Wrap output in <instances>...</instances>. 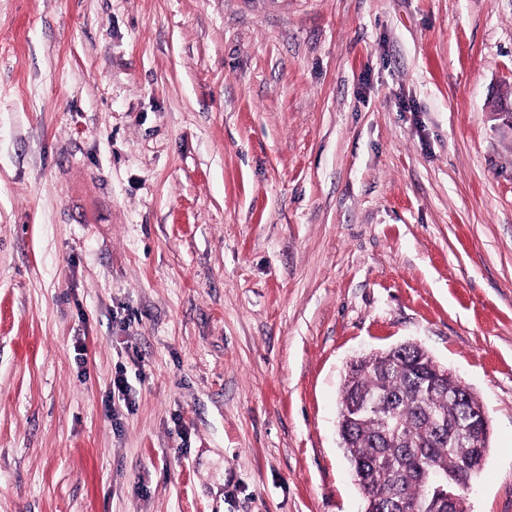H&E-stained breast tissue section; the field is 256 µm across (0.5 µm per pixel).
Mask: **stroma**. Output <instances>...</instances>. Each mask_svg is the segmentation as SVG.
Here are the masks:
<instances>
[{
    "instance_id": "1",
    "label": "stroma",
    "mask_w": 512,
    "mask_h": 512,
    "mask_svg": "<svg viewBox=\"0 0 512 512\" xmlns=\"http://www.w3.org/2000/svg\"><path fill=\"white\" fill-rule=\"evenodd\" d=\"M499 99L512 0H0V512H363L341 380L406 341L512 512Z\"/></svg>"
}]
</instances>
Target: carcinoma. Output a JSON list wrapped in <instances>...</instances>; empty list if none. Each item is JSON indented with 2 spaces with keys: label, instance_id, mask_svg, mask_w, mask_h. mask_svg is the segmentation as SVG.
Segmentation results:
<instances>
[{
  "label": "carcinoma",
  "instance_id": "cac0c4a2",
  "mask_svg": "<svg viewBox=\"0 0 512 512\" xmlns=\"http://www.w3.org/2000/svg\"><path fill=\"white\" fill-rule=\"evenodd\" d=\"M433 370L435 361L427 352L413 348L404 358L389 348L365 356L361 367L346 373L343 401L369 394L393 399V426L412 439V443L396 448L386 444L376 413L356 423L348 419L338 423V435L352 470L366 471L359 481L364 500H376L385 506L402 495L412 502H422L430 495L429 486L423 482L427 473L439 472L451 485L457 481L469 483L481 474L488 454V421L481 420L485 434L482 456L472 461L464 442L437 438L431 414L436 411L452 422L464 409H479L482 403L473 393L469 400L458 403L442 392H422L419 372Z\"/></svg>",
  "mask_w": 512,
  "mask_h": 512
}]
</instances>
